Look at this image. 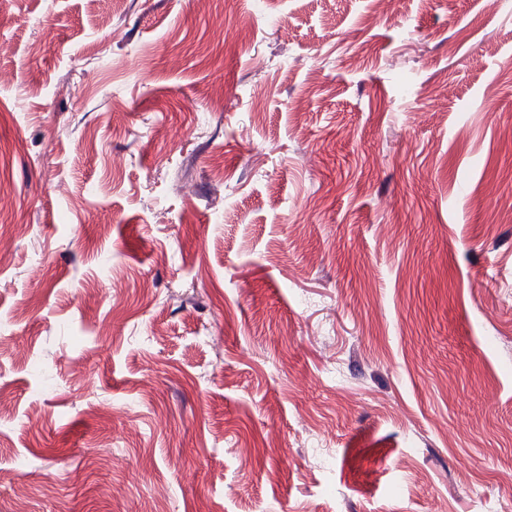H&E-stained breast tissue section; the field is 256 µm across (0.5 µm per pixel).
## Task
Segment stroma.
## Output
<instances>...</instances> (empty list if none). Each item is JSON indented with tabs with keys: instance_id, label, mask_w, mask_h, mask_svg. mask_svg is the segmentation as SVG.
<instances>
[{
	"instance_id": "obj_1",
	"label": "stroma",
	"mask_w": 512,
	"mask_h": 512,
	"mask_svg": "<svg viewBox=\"0 0 512 512\" xmlns=\"http://www.w3.org/2000/svg\"><path fill=\"white\" fill-rule=\"evenodd\" d=\"M0 512H512V0H0Z\"/></svg>"
}]
</instances>
